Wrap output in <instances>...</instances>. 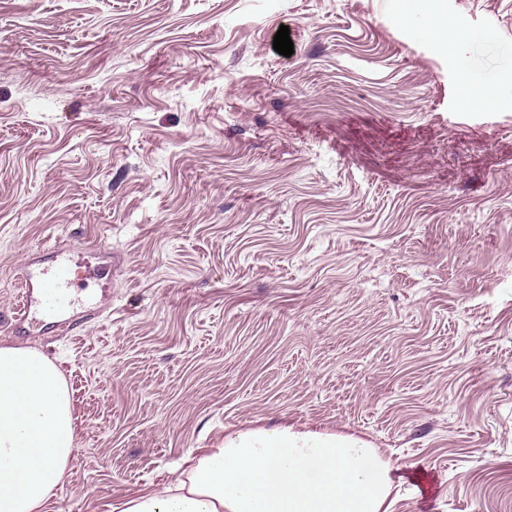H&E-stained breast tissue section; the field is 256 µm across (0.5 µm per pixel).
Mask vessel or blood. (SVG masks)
Listing matches in <instances>:
<instances>
[{
	"label": "vessel or blood",
	"mask_w": 512,
	"mask_h": 512,
	"mask_svg": "<svg viewBox=\"0 0 512 512\" xmlns=\"http://www.w3.org/2000/svg\"><path fill=\"white\" fill-rule=\"evenodd\" d=\"M51 262L28 267L19 281V306L16 322L33 320L36 314L51 316L72 305L74 262L70 252L55 245L50 249Z\"/></svg>",
	"instance_id": "obj_1"
}]
</instances>
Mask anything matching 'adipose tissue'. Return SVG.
Wrapping results in <instances>:
<instances>
[{"label":"adipose tissue","instance_id":"obj_1","mask_svg":"<svg viewBox=\"0 0 512 512\" xmlns=\"http://www.w3.org/2000/svg\"><path fill=\"white\" fill-rule=\"evenodd\" d=\"M73 447L61 370L35 349L0 346V512H43ZM397 480L360 437L288 426L222 441L119 512H389Z\"/></svg>","mask_w":512,"mask_h":512}]
</instances>
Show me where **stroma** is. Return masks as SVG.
I'll use <instances>...</instances> for the list:
<instances>
[{
    "instance_id": "1",
    "label": "stroma",
    "mask_w": 512,
    "mask_h": 512,
    "mask_svg": "<svg viewBox=\"0 0 512 512\" xmlns=\"http://www.w3.org/2000/svg\"><path fill=\"white\" fill-rule=\"evenodd\" d=\"M441 7L487 40L407 0H0V346L76 420L44 512L288 425L381 449L392 512H512V0ZM55 244L73 337L10 325ZM432 1L436 0L417 1L416 9L420 14L426 17L428 27L438 31L440 35V41L438 42L439 48L442 51L448 52V44L460 42L465 39L468 34H462L454 27L448 26V22L438 14L434 4L431 3Z\"/></svg>"
}]
</instances>
